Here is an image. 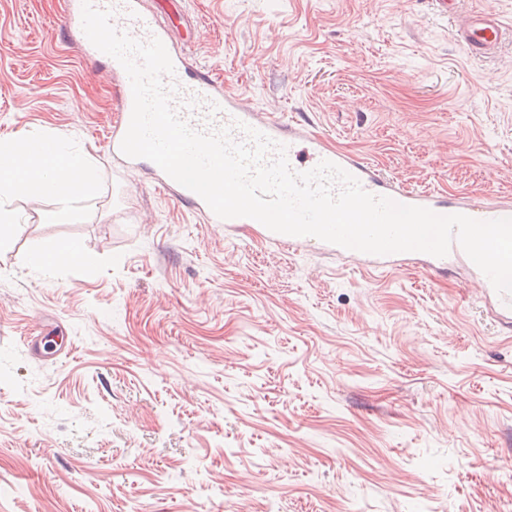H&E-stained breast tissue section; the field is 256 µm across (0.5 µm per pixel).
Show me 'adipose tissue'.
<instances>
[{"label": "adipose tissue", "mask_w": 512, "mask_h": 512, "mask_svg": "<svg viewBox=\"0 0 512 512\" xmlns=\"http://www.w3.org/2000/svg\"><path fill=\"white\" fill-rule=\"evenodd\" d=\"M37 135L0 143V248L10 238L15 222L6 198L17 193L32 195L34 187L68 205L84 195L94 180L92 164L85 153L72 149L61 137L50 138L47 150H37Z\"/></svg>", "instance_id": "ef3b65f1"}]
</instances>
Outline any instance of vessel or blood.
<instances>
[{
    "instance_id": "vessel-or-blood-1",
    "label": "vessel or blood",
    "mask_w": 512,
    "mask_h": 512,
    "mask_svg": "<svg viewBox=\"0 0 512 512\" xmlns=\"http://www.w3.org/2000/svg\"><path fill=\"white\" fill-rule=\"evenodd\" d=\"M98 8L113 12L112 22L118 31L146 42L158 38L166 47L174 65L173 81L178 86L175 104L182 117L200 131L229 128L233 141H245V128L260 131L275 142L285 145L286 156L293 171L304 172L327 160L353 175L367 192L391 198L403 205L419 206L440 215L463 214L477 220L512 218V202L498 201L490 204L474 203L469 197H451L440 191H415L394 178L383 174L364 159L330 146L325 138L312 132L301 122L282 120L268 113L242 105L238 95L225 90L216 77L189 61L173 44L168 26L158 22L154 14L142 7V0H95ZM64 28L91 59L102 53L87 38L82 29L81 0H64ZM505 28L497 16L471 15L458 28V40L472 53L493 51L502 41ZM107 64L118 79L120 115L112 126L107 145L113 156H120V144L129 126L133 96L129 77L115 59ZM157 184L174 199L188 204L204 217L207 223H217L218 218L206 202L193 191L181 186L164 171H157ZM266 240L291 245H310L329 253L338 252V245L311 236H291L264 230ZM471 276L486 299L495 308L499 318L512 324V294L496 291L488 277L472 268Z\"/></svg>"
}]
</instances>
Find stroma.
<instances>
[{
	"label": "stroma",
	"mask_w": 512,
	"mask_h": 512,
	"mask_svg": "<svg viewBox=\"0 0 512 512\" xmlns=\"http://www.w3.org/2000/svg\"><path fill=\"white\" fill-rule=\"evenodd\" d=\"M190 60L412 189L512 196V0H144ZM63 0H0V140L56 135L98 180L9 200L0 250V512H512V327L457 262L206 223L113 157L110 69ZM49 240L93 266L24 265ZM505 28L495 15H470L458 28L457 39L471 52L485 54L502 41Z\"/></svg>",
	"instance_id": "1"
}]
</instances>
